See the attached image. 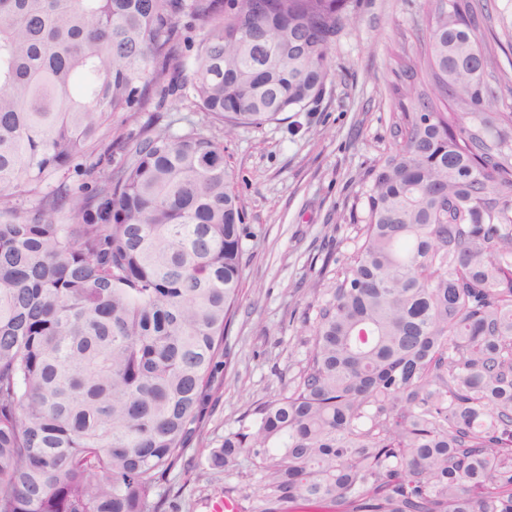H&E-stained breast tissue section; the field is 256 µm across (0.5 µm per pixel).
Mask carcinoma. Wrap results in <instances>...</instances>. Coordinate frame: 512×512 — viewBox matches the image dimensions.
<instances>
[{
  "mask_svg": "<svg viewBox=\"0 0 512 512\" xmlns=\"http://www.w3.org/2000/svg\"><path fill=\"white\" fill-rule=\"evenodd\" d=\"M352 11L0 0V512H160L227 366L246 224L224 145L112 117L173 97L228 136L306 112ZM485 20L429 0L299 381L208 455L250 460L253 512H512V112L486 111Z\"/></svg>",
  "mask_w": 512,
  "mask_h": 512,
  "instance_id": "obj_1",
  "label": "carcinoma"
}]
</instances>
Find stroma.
Wrapping results in <instances>:
<instances>
[{
	"mask_svg": "<svg viewBox=\"0 0 512 512\" xmlns=\"http://www.w3.org/2000/svg\"><path fill=\"white\" fill-rule=\"evenodd\" d=\"M490 17L498 99L512 111V0H482ZM427 0H359L330 52L322 99L260 127L225 136L186 102L160 109L179 131L197 128L224 143L246 211L241 303L228 331V367L200 420V434L170 475L161 512H213L230 498L249 508L252 465L209 469L206 458L255 403L278 397L303 369L314 283H329L355 244L363 175L387 151L400 110L391 88L403 60L417 58Z\"/></svg>",
	"mask_w": 512,
	"mask_h": 512,
	"instance_id": "1",
	"label": "stroma"
}]
</instances>
